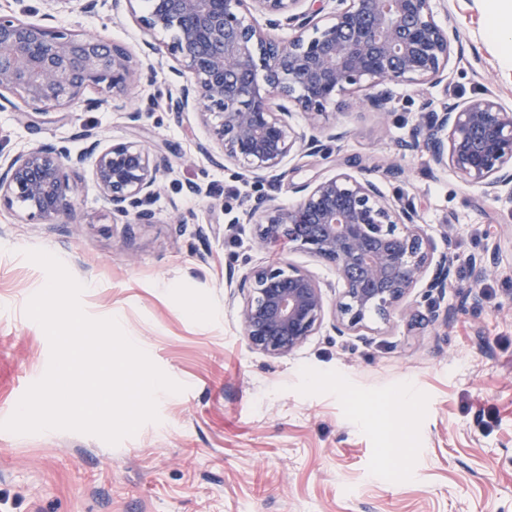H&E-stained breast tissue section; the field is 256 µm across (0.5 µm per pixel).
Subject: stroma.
Returning <instances> with one entry per match:
<instances>
[{"label":"stroma","instance_id":"stroma-1","mask_svg":"<svg viewBox=\"0 0 512 512\" xmlns=\"http://www.w3.org/2000/svg\"><path fill=\"white\" fill-rule=\"evenodd\" d=\"M67 0L57 25L107 37L141 56L134 14L99 0ZM440 24H453L459 54L448 80L393 89L391 109L359 108L342 94L314 122L339 133L327 151L294 152L256 180L216 147L195 112H168L175 87L167 47L153 56L154 80L133 83L126 100L97 89L67 113L20 117L0 108V158L37 141L84 147L77 132L104 143L139 142L168 154L172 172L154 204L155 224H116L90 169L76 172L72 224H46L0 209V420L28 380L45 373L50 347L25 314L45 271L22 252L57 255L86 286L85 312L117 318L126 335L183 392L158 399L160 420L111 446L71 431L0 430V512H512V186L499 199L433 167L426 152L400 156L425 107L491 92L512 109V73L502 49L483 35L484 0H431ZM155 106H148L149 97ZM144 107L138 124L126 114ZM309 118L290 122L308 129ZM400 165V177L387 168ZM368 169L386 195L412 203L452 275L441 293L415 289L390 323L370 317L364 335L340 336L332 319L287 356L249 346L229 279L285 263L310 272L328 301L336 269L293 244H260L256 227H232L248 201L290 207L298 186ZM202 183L211 195L197 196ZM495 271L474 288L473 262Z\"/></svg>","mask_w":512,"mask_h":512}]
</instances>
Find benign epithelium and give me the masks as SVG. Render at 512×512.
<instances>
[{
  "label": "benign epithelium",
  "mask_w": 512,
  "mask_h": 512,
  "mask_svg": "<svg viewBox=\"0 0 512 512\" xmlns=\"http://www.w3.org/2000/svg\"><path fill=\"white\" fill-rule=\"evenodd\" d=\"M140 16L154 39L174 34L183 78L166 97L174 113L195 108L211 127L224 160L260 175L279 168L293 151L318 153L317 135L296 131L290 109L320 115L336 96L366 86L362 106L388 111L393 85H438L448 80L456 32L438 24L430 0H333L320 16L303 0H159ZM257 12L272 26L294 31L274 41L247 20ZM0 14V104H21L29 114L48 115L96 88L125 96L140 72L129 51L97 36ZM261 63H256V60ZM19 102H14L12 97ZM77 154L60 142H42L0 163V206L22 207L48 224L72 223L77 187L71 173L92 161V176L114 224H154L160 179L172 170L169 157L136 142L101 146L84 130ZM406 152L426 151L439 168L496 198L512 184V110L491 93L440 112L426 111ZM297 202L283 209L258 198L242 211L263 243L288 241L336 266L343 288L335 306L337 335L359 334L376 315L388 322L414 289L440 293L451 274L450 256L436 253L421 234L411 203L386 200L378 183L340 172L298 187ZM244 295L240 319L248 344L272 357L301 346L321 325L326 298L316 279L288 265L251 269L236 283Z\"/></svg>",
  "instance_id": "benign-epithelium-1"
}]
</instances>
